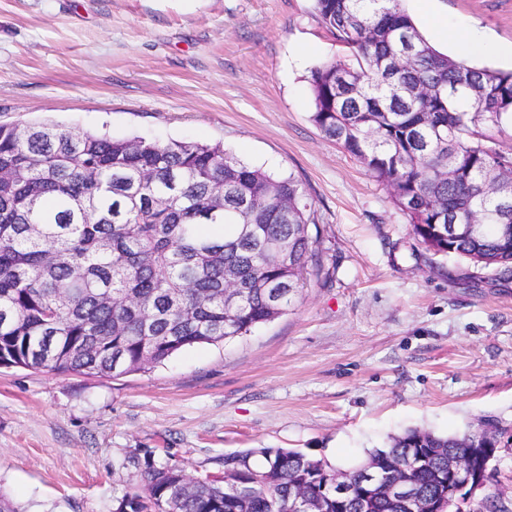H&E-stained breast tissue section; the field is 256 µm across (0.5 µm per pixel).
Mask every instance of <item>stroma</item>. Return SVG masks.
I'll use <instances>...</instances> for the list:
<instances>
[{
    "mask_svg": "<svg viewBox=\"0 0 512 512\" xmlns=\"http://www.w3.org/2000/svg\"><path fill=\"white\" fill-rule=\"evenodd\" d=\"M431 26L512 42V0H403ZM313 0H0V122L223 143L312 200L326 276L245 337L114 378L0 367V494L18 512H114L118 458L295 448L351 468L413 428L500 444L486 487L512 512V275L426 250L387 191L311 120L308 76L345 58Z\"/></svg>",
    "mask_w": 512,
    "mask_h": 512,
    "instance_id": "1",
    "label": "stroma"
}]
</instances>
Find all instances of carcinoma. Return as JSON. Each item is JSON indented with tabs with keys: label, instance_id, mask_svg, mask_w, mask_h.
<instances>
[{
	"label": "carcinoma",
	"instance_id": "cac0c4a2",
	"mask_svg": "<svg viewBox=\"0 0 512 512\" xmlns=\"http://www.w3.org/2000/svg\"><path fill=\"white\" fill-rule=\"evenodd\" d=\"M349 61L315 67L311 120L387 191L427 249L512 272V152L485 127L512 125V71L463 66L434 48L401 0H314ZM460 232L448 237V215ZM312 201L220 143L114 139L54 122L0 124V365L112 377L147 373L202 344L285 314L322 271ZM462 436L409 429L369 464L409 480L434 509ZM266 464H253L255 455ZM144 493L115 512H405L393 498L336 499V470L299 450L224 455V479L184 484L151 451L123 459Z\"/></svg>",
	"mask_w": 512,
	"mask_h": 512
}]
</instances>
